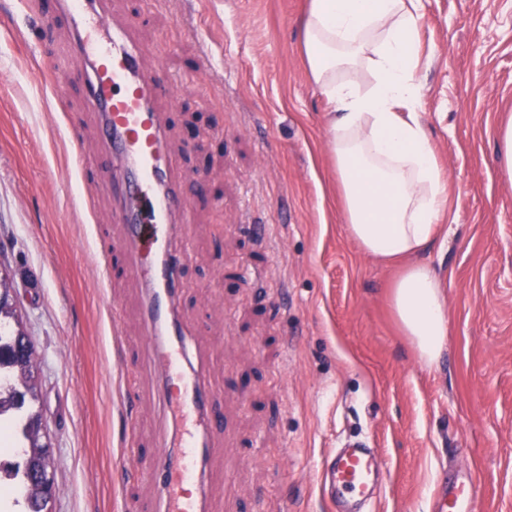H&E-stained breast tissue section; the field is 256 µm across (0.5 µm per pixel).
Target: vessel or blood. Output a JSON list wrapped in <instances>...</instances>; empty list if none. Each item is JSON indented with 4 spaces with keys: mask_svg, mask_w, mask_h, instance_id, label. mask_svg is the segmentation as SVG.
<instances>
[{
    "mask_svg": "<svg viewBox=\"0 0 512 512\" xmlns=\"http://www.w3.org/2000/svg\"><path fill=\"white\" fill-rule=\"evenodd\" d=\"M35 23L62 24L72 35L67 60L52 68L57 94L65 95L70 70L85 75V108L96 138L92 150L80 152L78 171L102 161L112 170V221L97 231L100 279L108 285L119 274L142 292V338L130 367L144 403L121 460L156 493L137 510L211 512L203 470L224 455L215 440L224 414L207 373L214 348L179 315L178 268L188 257L179 243L190 205L165 149L164 108L176 105L182 90L161 69L142 66L136 25L114 23L110 0H52ZM321 481L341 512H363L379 482L371 448L358 442L332 453ZM476 495L473 479L455 476L436 510L474 512Z\"/></svg>",
    "mask_w": 512,
    "mask_h": 512,
    "instance_id": "1",
    "label": "vessel or blood"
}]
</instances>
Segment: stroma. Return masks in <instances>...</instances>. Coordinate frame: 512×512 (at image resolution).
Instances as JSON below:
<instances>
[{
	"label": "stroma",
	"instance_id": "obj_1",
	"mask_svg": "<svg viewBox=\"0 0 512 512\" xmlns=\"http://www.w3.org/2000/svg\"><path fill=\"white\" fill-rule=\"evenodd\" d=\"M38 0H0V270L38 357L55 459L52 512H124L147 486L120 451L124 392L106 302L137 336L134 289L104 288L95 227L111 221L106 169L80 177L92 142L80 75L65 98L41 73L65 27L33 28ZM309 0H112L135 19L144 63L189 85L166 113L192 207L180 309L215 353L224 459L207 474L218 512H336L319 475L359 440L386 470L367 512H434L444 480L472 472L475 512H512V179L494 129L512 115V0H422L418 117L447 180L450 221L422 254L446 283L448 350L422 364L392 311L403 262L348 236L330 146L331 105L301 37ZM204 31L214 67L202 66ZM90 183L93 206L83 201ZM268 225L260 238L254 225Z\"/></svg>",
	"mask_w": 512,
	"mask_h": 512
}]
</instances>
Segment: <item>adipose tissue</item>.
I'll return each mask as SVG.
<instances>
[{"instance_id":"adipose-tissue-1","label":"adipose tissue","mask_w":512,"mask_h":512,"mask_svg":"<svg viewBox=\"0 0 512 512\" xmlns=\"http://www.w3.org/2000/svg\"><path fill=\"white\" fill-rule=\"evenodd\" d=\"M421 0H310L303 43L334 106L331 147L349 236L377 259L413 257L391 291L395 317L425 365L448 345L445 286L419 256L448 206L447 182L416 115ZM366 69L369 83L355 76Z\"/></svg>"}]
</instances>
